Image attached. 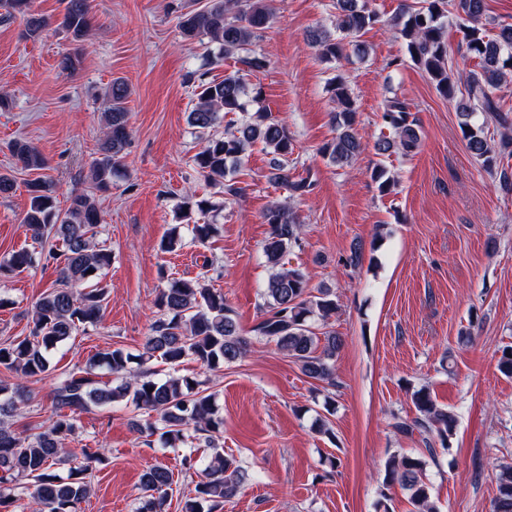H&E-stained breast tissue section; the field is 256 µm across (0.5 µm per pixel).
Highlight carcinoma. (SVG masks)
<instances>
[{
    "label": "carcinoma",
    "mask_w": 512,
    "mask_h": 512,
    "mask_svg": "<svg viewBox=\"0 0 512 512\" xmlns=\"http://www.w3.org/2000/svg\"><path fill=\"white\" fill-rule=\"evenodd\" d=\"M427 5L405 13L401 29L407 40L411 60L428 73L436 90L445 96L455 94L448 73V48L445 29L448 15L458 20L466 52L478 60L479 69L458 74L467 101L460 105V129L467 148L487 170L500 169L503 180L508 171L500 168L512 158V118L501 111L494 91L512 77V24H502L496 34H486L485 0H426ZM59 26L75 42L87 35L90 0H62ZM4 18L16 16L24 23V36L38 37L50 20L32 9L31 0H6ZM336 31L349 39L354 49L363 51L359 38L379 19L363 0H334ZM274 0H211V5L181 14L178 27L189 40L206 38L224 55L246 53L243 63L252 71L267 66L264 57L251 53L250 46L273 19ZM310 41L325 59H338L345 49L342 40L327 29L310 34ZM336 136L323 144L320 153L332 163L344 166L365 146L354 132L356 108L349 88L341 76L329 83ZM127 83L115 79L107 87L105 131L98 156L89 165V180L97 191L106 192L122 167L130 137L126 102ZM246 85L236 73L220 81L198 84L197 103L189 114V123L200 130H211L229 113L240 114L235 130L211 135L194 156V163L212 184L224 183L227 174L242 162L255 143L273 155L270 181L286 184L294 192L305 193L311 183L294 180L288 169L291 139L284 125L269 112H250L245 97ZM481 114L482 122L475 121ZM384 122L394 138L379 140L375 149L386 155L393 149L404 154L419 144V134L408 122L405 107L393 102L383 113ZM501 129L499 140L488 137L489 125ZM15 164L28 171L43 170L47 159L30 143L11 144ZM29 207L23 223L34 240L52 239L45 260L56 263L57 280L41 295L31 311L30 334L21 340L0 343V366L26 381H39L53 374L50 353L66 343L79 327L96 324L108 303L109 291L102 275L112 265L111 251L99 246L97 237L104 231L103 219L92 196L75 191L67 209H56L46 183L34 179L27 183ZM215 208L208 197L192 194L178 205L179 224H173L161 242V250L174 252L186 241L206 246L217 236L216 224H201L192 214L205 215ZM270 226L262 252L271 273L260 293L264 315L254 327L256 337L273 342L300 367L308 378L332 384L333 362L343 340L333 330L315 331L312 320L327 321L336 313V293L328 288L311 291L306 273L299 267H285L284 258L300 238L302 223L290 206L270 203L263 212ZM36 263L27 249L13 252L0 261V274L21 273ZM209 263L191 278H173L159 292L156 304L160 316L145 336L143 350L137 355L120 349L96 353L85 366L55 375L51 393L53 418L43 430L22 438L14 429V418L28 400L24 386L0 381V512L18 500L29 499L30 512H75L77 504L91 491L94 463L101 460L100 450L84 448L82 462L71 465L74 455L66 441L75 434V417L105 406L131 405L146 419L133 423L140 435L158 436L165 447L184 448L182 468L198 475L193 494L186 497L181 512H218L234 498L253 475L234 456L224 454L216 439L224 428L214 395L197 387L198 381L178 374L187 358L201 367L214 369L233 363L247 352L250 341L242 333L235 309L224 293L206 284ZM112 376L111 383L101 381L99 370ZM419 417L394 423L397 432L411 435L423 430L436 433L442 446L456 425V414L436 405L430 393L420 389L412 393ZM207 435L210 457L196 455L190 431ZM70 464L65 477L56 473L60 464ZM386 479L408 491L415 512H439L424 479V462L415 457L393 456L385 464ZM174 484L172 470L153 465L140 479V506L136 512H163ZM492 512H512V466H504L497 475V495Z\"/></svg>",
    "instance_id": "obj_1"
}]
</instances>
